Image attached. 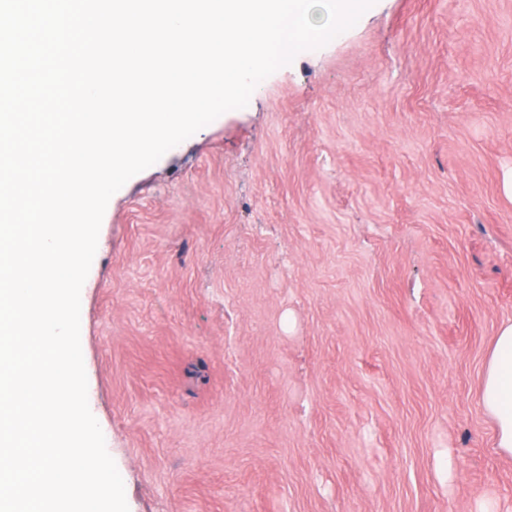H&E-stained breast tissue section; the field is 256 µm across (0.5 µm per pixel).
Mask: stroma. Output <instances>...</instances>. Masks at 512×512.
<instances>
[{
  "mask_svg": "<svg viewBox=\"0 0 512 512\" xmlns=\"http://www.w3.org/2000/svg\"><path fill=\"white\" fill-rule=\"evenodd\" d=\"M512 0H375L110 199L81 290L129 512H512ZM480 402L491 417L497 451L512 457V322L495 336L480 384Z\"/></svg>",
  "mask_w": 512,
  "mask_h": 512,
  "instance_id": "obj_1",
  "label": "stroma"
}]
</instances>
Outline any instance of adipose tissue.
Segmentation results:
<instances>
[{
	"label": "adipose tissue",
	"instance_id": "obj_1",
	"mask_svg": "<svg viewBox=\"0 0 512 512\" xmlns=\"http://www.w3.org/2000/svg\"><path fill=\"white\" fill-rule=\"evenodd\" d=\"M480 402L491 417L496 448L512 457V322L497 332L480 384Z\"/></svg>",
	"mask_w": 512,
	"mask_h": 512
}]
</instances>
